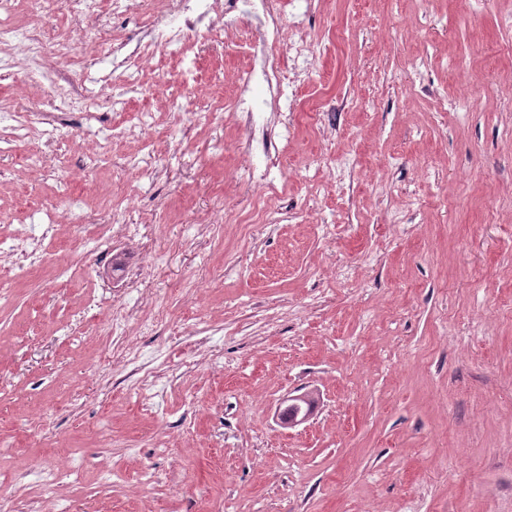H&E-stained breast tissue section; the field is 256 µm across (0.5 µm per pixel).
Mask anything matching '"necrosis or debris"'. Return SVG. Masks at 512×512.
Here are the masks:
<instances>
[{"label":"necrosis or debris","instance_id":"4bbe7bcc","mask_svg":"<svg viewBox=\"0 0 512 512\" xmlns=\"http://www.w3.org/2000/svg\"><path fill=\"white\" fill-rule=\"evenodd\" d=\"M162 15L168 16L165 30L151 32L133 50L125 44L111 22L112 15L137 10L139 0H110L102 7L100 0H0V50L22 44L27 61L41 66L44 82L42 98L48 112L42 113L45 134H53L56 115L69 111L80 91L71 85L66 69L87 64V44H94L98 58L107 59L124 53L130 64L152 57L161 47L177 43L183 29L195 32L199 41L209 42L224 30L236 27L241 15H251L256 32L249 40L250 66L238 73L239 94L231 109L239 113L247 131V151L253 160L236 172L239 182L262 191L273 190L262 158L272 155V142L258 135L268 112L283 114V130H290V113L297 103L292 92L283 89L278 47H285L302 68L313 64V50L303 37L311 0H156ZM95 16L94 26L52 34L39 25V18L61 15L65 10Z\"/></svg>","mask_w":512,"mask_h":512}]
</instances>
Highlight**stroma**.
<instances>
[{"instance_id": "1", "label": "stroma", "mask_w": 512, "mask_h": 512, "mask_svg": "<svg viewBox=\"0 0 512 512\" xmlns=\"http://www.w3.org/2000/svg\"><path fill=\"white\" fill-rule=\"evenodd\" d=\"M253 23L172 98L141 90L177 47L70 69L91 96L58 149L36 122L0 142V242L27 224L56 257L23 277L0 257V512H512V0H315L313 73L281 59L305 109L276 224L216 113ZM23 61L0 52L16 109L40 95L9 79ZM113 209L138 235L93 245ZM304 392L314 416L282 427Z\"/></svg>"}]
</instances>
